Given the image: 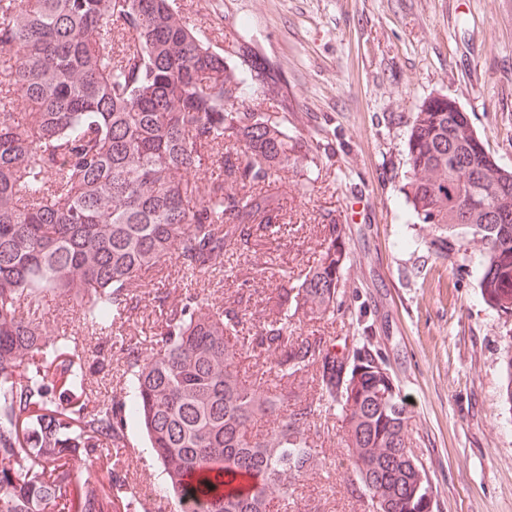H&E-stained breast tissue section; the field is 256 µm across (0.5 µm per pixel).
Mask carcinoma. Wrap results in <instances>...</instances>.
I'll use <instances>...</instances> for the list:
<instances>
[{"instance_id": "carcinoma-1", "label": "carcinoma", "mask_w": 512, "mask_h": 512, "mask_svg": "<svg viewBox=\"0 0 512 512\" xmlns=\"http://www.w3.org/2000/svg\"><path fill=\"white\" fill-rule=\"evenodd\" d=\"M2 52L13 93H0V512H140L129 463L112 452L130 420L173 512H270L271 496L332 465L314 451L327 411L367 506L434 512L380 356L294 335L296 315L339 306L348 256L336 212L319 214L326 246L305 273L252 266L251 280L277 281L276 304L256 309L253 288L222 302L194 288L285 223L282 177L319 175L318 146L288 129L278 70L242 36L216 49L173 0H0ZM406 165L408 221L437 229L443 259L484 241L481 295L512 314V170L445 95L415 112ZM172 262L183 288L153 291L158 347L117 350L115 387L132 380V397L90 406L92 374L112 367V326ZM51 298L72 304L80 335L38 317ZM246 356L263 382L245 378ZM309 371L315 398L296 384Z\"/></svg>"}]
</instances>
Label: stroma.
<instances>
[{
    "instance_id": "1",
    "label": "stroma",
    "mask_w": 512,
    "mask_h": 512,
    "mask_svg": "<svg viewBox=\"0 0 512 512\" xmlns=\"http://www.w3.org/2000/svg\"><path fill=\"white\" fill-rule=\"evenodd\" d=\"M190 24L227 48L246 34L288 85V123L325 151L319 179L280 192L288 221L255 257L239 258L211 289L244 287L253 263L294 272L322 251L313 231L331 209L345 227L348 260L335 317L303 320L335 344L369 342L408 398L412 451L424 462L437 512H512V409L502 395L512 317L479 288L483 248L463 243L444 260L432 229L406 221L401 188L414 112L445 95L466 112L498 163L512 167V0H177ZM164 325L155 308L118 335L150 351ZM124 454L142 495L163 481L137 425ZM333 467L294 484L287 510L363 512L342 464L343 434L318 445Z\"/></svg>"
}]
</instances>
